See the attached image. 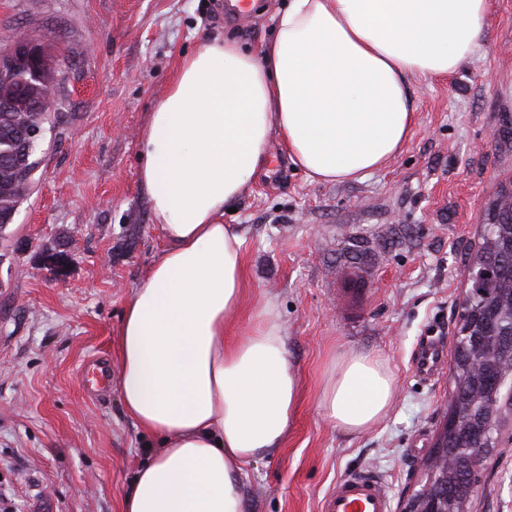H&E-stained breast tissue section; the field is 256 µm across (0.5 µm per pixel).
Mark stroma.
<instances>
[{
  "mask_svg": "<svg viewBox=\"0 0 512 512\" xmlns=\"http://www.w3.org/2000/svg\"><path fill=\"white\" fill-rule=\"evenodd\" d=\"M286 0H255L248 26L224 0H0V47L43 43L65 121L48 132L33 187L0 240V493L14 512H121L154 453L124 414L118 387L97 397L82 367L118 365L125 304L162 245L138 178L142 134L182 55L212 36L265 41ZM416 123L403 151L354 182L311 181L279 140L225 213L239 225L242 303L225 327L241 339L276 302L300 396L288 436L252 464L246 512H320L341 476L383 475L401 507L433 448L448 374L417 377L431 329L453 338L467 253L512 183V0H490L479 56L446 79L416 78ZM372 351L398 383L389 414L349 435L318 400L331 359ZM471 512H512V425L483 465Z\"/></svg>",
  "mask_w": 512,
  "mask_h": 512,
  "instance_id": "stroma-1",
  "label": "stroma"
}]
</instances>
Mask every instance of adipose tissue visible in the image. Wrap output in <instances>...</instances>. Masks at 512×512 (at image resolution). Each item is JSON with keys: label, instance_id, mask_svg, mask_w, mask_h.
<instances>
[{"label": "adipose tissue", "instance_id": "adipose-tissue-1", "mask_svg": "<svg viewBox=\"0 0 512 512\" xmlns=\"http://www.w3.org/2000/svg\"><path fill=\"white\" fill-rule=\"evenodd\" d=\"M490 0H288L252 50L213 37L184 56L140 141L139 181L164 247L118 330L120 397L159 438L123 512H244L246 468L281 448L297 407L274 301L224 344L244 283L224 209L265 167L272 139L314 181L363 180L407 144L412 77L455 74L481 51ZM397 394L386 361L334 359L320 398L348 434Z\"/></svg>", "mask_w": 512, "mask_h": 512}]
</instances>
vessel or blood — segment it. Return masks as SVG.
I'll return each mask as SVG.
<instances>
[{"mask_svg": "<svg viewBox=\"0 0 512 512\" xmlns=\"http://www.w3.org/2000/svg\"><path fill=\"white\" fill-rule=\"evenodd\" d=\"M448 351L438 336L426 337L413 358L416 375L435 378L447 364ZM89 392L101 393L112 383V367L104 360L93 362L85 373ZM322 512H392V502L380 476L372 471H353L345 475L326 495Z\"/></svg>", "mask_w": 512, "mask_h": 512, "instance_id": "obj_1", "label": "vessel or blood"}]
</instances>
